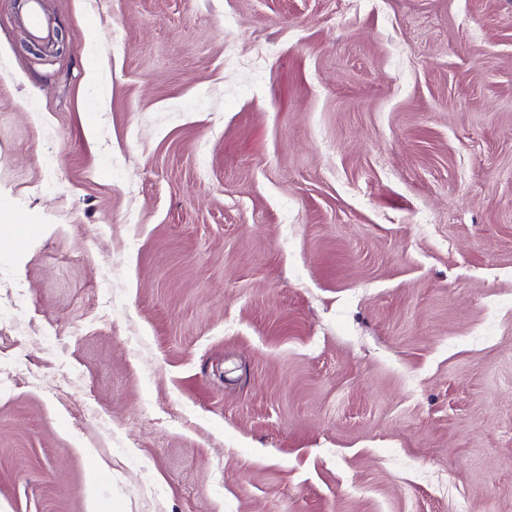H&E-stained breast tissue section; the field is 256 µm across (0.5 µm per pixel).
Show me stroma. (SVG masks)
I'll use <instances>...</instances> for the list:
<instances>
[{
  "instance_id": "stroma-1",
  "label": "stroma",
  "mask_w": 512,
  "mask_h": 512,
  "mask_svg": "<svg viewBox=\"0 0 512 512\" xmlns=\"http://www.w3.org/2000/svg\"><path fill=\"white\" fill-rule=\"evenodd\" d=\"M21 10L0 512H512V0Z\"/></svg>"
}]
</instances>
